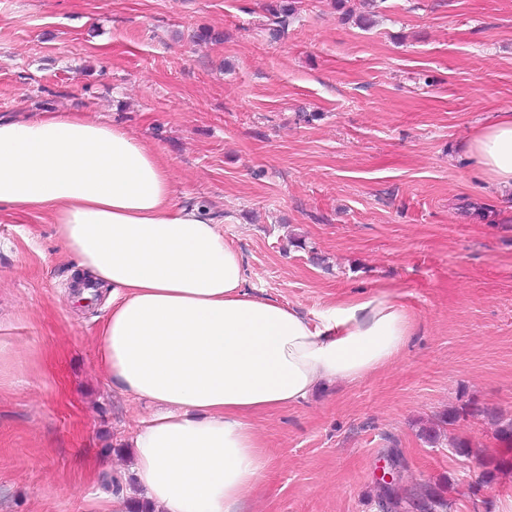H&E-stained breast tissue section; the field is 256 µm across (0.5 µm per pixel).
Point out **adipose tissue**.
<instances>
[{
	"mask_svg": "<svg viewBox=\"0 0 512 512\" xmlns=\"http://www.w3.org/2000/svg\"><path fill=\"white\" fill-rule=\"evenodd\" d=\"M466 153L512 192V115ZM48 214L87 302L109 289L99 361L157 410L134 430L135 479L158 512H247L271 458L254 416L357 382L399 360L418 317L388 287L309 316L257 296L210 209L178 204L170 168L127 130L62 112L0 121V209Z\"/></svg>",
	"mask_w": 512,
	"mask_h": 512,
	"instance_id": "obj_1",
	"label": "adipose tissue"
}]
</instances>
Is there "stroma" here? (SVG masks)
Here are the masks:
<instances>
[{"label":"stroma","instance_id":"1","mask_svg":"<svg viewBox=\"0 0 512 512\" xmlns=\"http://www.w3.org/2000/svg\"><path fill=\"white\" fill-rule=\"evenodd\" d=\"M0 0V120L58 112L128 130L176 199L218 214L260 295L316 312L386 286L420 325L393 365L257 416L271 457L251 512H379L400 449L409 487L473 496L421 431L469 400L512 416V199L464 160L512 111V0ZM220 34L202 42V31ZM46 215L0 211V512H91L135 484L149 404L98 368L106 289L73 301Z\"/></svg>","mask_w":512,"mask_h":512}]
</instances>
